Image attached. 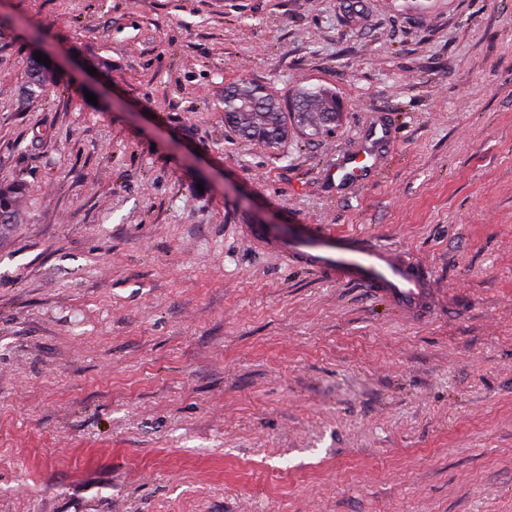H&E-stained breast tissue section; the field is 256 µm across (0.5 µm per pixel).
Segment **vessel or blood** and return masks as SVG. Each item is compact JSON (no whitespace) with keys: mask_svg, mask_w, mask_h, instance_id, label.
Listing matches in <instances>:
<instances>
[{"mask_svg":"<svg viewBox=\"0 0 512 512\" xmlns=\"http://www.w3.org/2000/svg\"><path fill=\"white\" fill-rule=\"evenodd\" d=\"M371 169L367 156L357 154L348 158L335 175L342 181L361 183ZM240 230L257 249L284 254L287 259L332 279L339 277L363 284L411 321H424L431 312V278L405 252L376 243L343 250L305 241L293 244L261 224H244Z\"/></svg>","mask_w":512,"mask_h":512,"instance_id":"1","label":"vessel or blood"}]
</instances>
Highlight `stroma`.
<instances>
[{"mask_svg": "<svg viewBox=\"0 0 512 512\" xmlns=\"http://www.w3.org/2000/svg\"><path fill=\"white\" fill-rule=\"evenodd\" d=\"M363 2L0 0V512H512V0ZM242 79L341 120L245 140ZM241 224L404 250L433 313ZM368 158H373L371 152H365V155H353L346 160L343 167L330 171V178L335 181V177L340 181H350L363 183L370 171L373 170L372 164H369ZM25 192L22 184H14L12 186L0 187V224H18L21 220L17 208L18 198ZM1 217L8 220V223L1 221Z\"/></svg>", "mask_w": 512, "mask_h": 512, "instance_id": "1", "label": "stroma"}]
</instances>
